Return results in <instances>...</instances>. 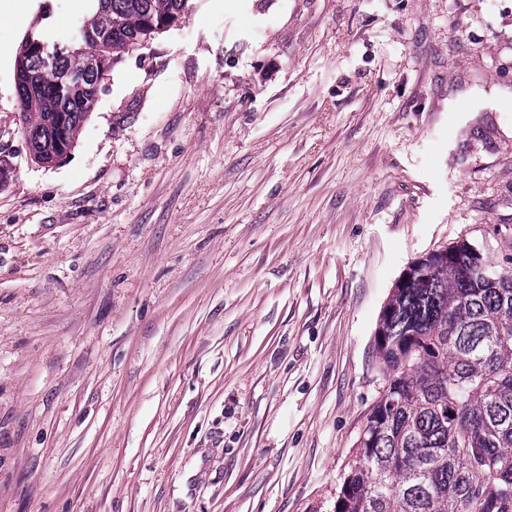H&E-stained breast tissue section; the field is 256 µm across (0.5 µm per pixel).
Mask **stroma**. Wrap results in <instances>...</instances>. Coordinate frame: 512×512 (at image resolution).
<instances>
[{"instance_id":"35a3bbf8","label":"stroma","mask_w":512,"mask_h":512,"mask_svg":"<svg viewBox=\"0 0 512 512\" xmlns=\"http://www.w3.org/2000/svg\"><path fill=\"white\" fill-rule=\"evenodd\" d=\"M0 13V512H334L416 258L512 264V0H188L32 161Z\"/></svg>"}]
</instances>
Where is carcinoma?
I'll list each match as a JSON object with an SVG mask.
<instances>
[{
    "instance_id": "1",
    "label": "carcinoma",
    "mask_w": 512,
    "mask_h": 512,
    "mask_svg": "<svg viewBox=\"0 0 512 512\" xmlns=\"http://www.w3.org/2000/svg\"><path fill=\"white\" fill-rule=\"evenodd\" d=\"M74 45L24 38L15 69L21 129L37 163L76 144L101 80L176 23L188 0H97ZM81 74L83 87L69 80ZM473 245L448 247L384 305L374 350L385 376L335 512H512V267L474 274Z\"/></svg>"
}]
</instances>
